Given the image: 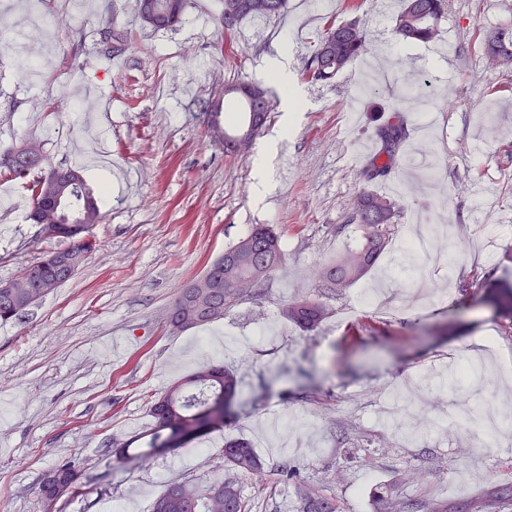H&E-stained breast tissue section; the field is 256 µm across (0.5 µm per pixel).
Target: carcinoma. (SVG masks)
<instances>
[{
	"instance_id": "cac0c4a2",
	"label": "carcinoma",
	"mask_w": 512,
	"mask_h": 512,
	"mask_svg": "<svg viewBox=\"0 0 512 512\" xmlns=\"http://www.w3.org/2000/svg\"><path fill=\"white\" fill-rule=\"evenodd\" d=\"M257 7L240 14L238 21L254 18H275L288 9V0H256ZM448 12V0H401L394 17L396 38L407 43H430L439 36V24ZM369 33L360 19L330 22L320 33L315 49L305 62L302 76L310 82H327L352 67L367 54ZM483 54L497 66L512 69V31L498 29L485 34ZM407 135V120L401 116L378 128L381 148L362 171V179L371 184L388 176L395 168L397 153ZM35 166L21 162L16 168L0 163V175L25 179ZM91 223L73 228L56 224L47 233L48 240H58L77 251L80 264H85L97 243L91 233L101 220L100 208H93ZM400 205L397 201L366 187L357 194L350 221L359 226L360 242L319 266L315 272L317 288L323 294L338 295L366 277L377 265L397 226ZM268 263L266 278L254 279L255 267ZM287 255L278 234L265 224H255L247 235L224 251L206 269L204 277L218 278L224 288L215 295V303L223 313L189 323L179 331L207 325L224 318L241 301L263 287L266 279L282 270ZM481 301L497 317L501 336L512 338V281L501 279L481 285ZM33 301L10 298L0 291V322L18 317ZM330 309L319 299L303 297L282 308V316L303 331L316 330L328 317ZM239 388L236 374L220 364H203L189 375L170 384L150 407L153 425L145 434L143 448L123 443L119 461L141 460L166 448H185L214 430L224 427L234 416V401ZM224 497L208 496L209 486H197L172 480L164 485L156 498L152 512H247L242 479L265 472L267 462L249 441L238 438L224 442ZM284 483L293 485L299 496L298 512H340L334 497L317 494L307 487L294 466L282 468ZM377 512H448L446 501H426L409 497L394 487L377 492ZM512 508V483L499 484L477 504H462L456 512H505Z\"/></svg>"
}]
</instances>
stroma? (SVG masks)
<instances>
[{"mask_svg":"<svg viewBox=\"0 0 512 512\" xmlns=\"http://www.w3.org/2000/svg\"><path fill=\"white\" fill-rule=\"evenodd\" d=\"M58 34L51 59L13 58L28 27L0 26V153L37 140L44 168L68 167L93 131L107 160L83 167L100 196L97 248L86 265L15 320L0 324V512H150L167 481L204 485L224 473L225 439L250 440L269 463L244 479L247 512H297L280 476L295 465L343 512H376L374 492L480 499L512 482V455L460 428L466 406L498 402L512 375V339L491 311L458 308L460 280L502 276L512 252V71L482 53L477 32L512 29V0H448L437 43L407 45L376 0H289L263 37L238 27L223 42L218 0H191L182 23L143 27L134 0H42ZM358 15L371 34L377 80L362 64L328 83L302 76L326 19ZM127 31L124 56L105 60L106 29ZM284 56H276L275 46ZM272 110L249 152L215 142L205 114L224 86L268 83ZM408 110L412 150L400 151L399 223L377 268L305 332L284 304L316 295L311 270L355 236L348 218L378 124ZM27 208L0 200V280L53 250ZM460 225L465 251L445 268L419 269L400 249L413 229ZM254 224L282 235L286 267L224 319L179 334L167 314ZM455 319L467 331L426 327ZM240 378L239 418L223 431L145 462H116L112 443L144 433L158 393L200 364ZM351 443L339 447L336 430ZM69 460L79 489L45 507L42 475ZM425 471L424 481L412 479Z\"/></svg>","mask_w":512,"mask_h":512,"instance_id":"35a3bbf8","label":"stroma"}]
</instances>
